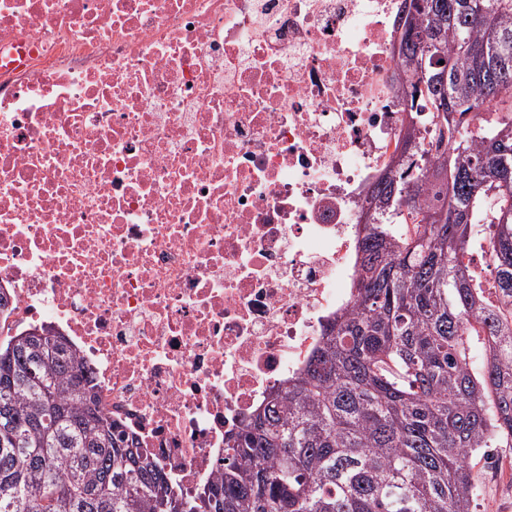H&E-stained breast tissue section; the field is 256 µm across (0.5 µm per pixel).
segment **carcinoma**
I'll return each instance as SVG.
<instances>
[{
    "instance_id": "obj_1",
    "label": "carcinoma",
    "mask_w": 512,
    "mask_h": 512,
    "mask_svg": "<svg viewBox=\"0 0 512 512\" xmlns=\"http://www.w3.org/2000/svg\"><path fill=\"white\" fill-rule=\"evenodd\" d=\"M400 25V105L438 153L407 128L362 212L350 308L224 438L219 476L176 491L70 342L32 329L0 343V512H471L473 453L512 448V306L488 307L466 261L494 186L491 274L512 301V0H409Z\"/></svg>"
}]
</instances>
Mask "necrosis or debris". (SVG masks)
Listing matches in <instances>:
<instances>
[{
  "mask_svg": "<svg viewBox=\"0 0 512 512\" xmlns=\"http://www.w3.org/2000/svg\"><path fill=\"white\" fill-rule=\"evenodd\" d=\"M403 0H0V335L75 347L178 492L348 307Z\"/></svg>",
  "mask_w": 512,
  "mask_h": 512,
  "instance_id": "4bbe7bcc",
  "label": "necrosis or debris"
}]
</instances>
